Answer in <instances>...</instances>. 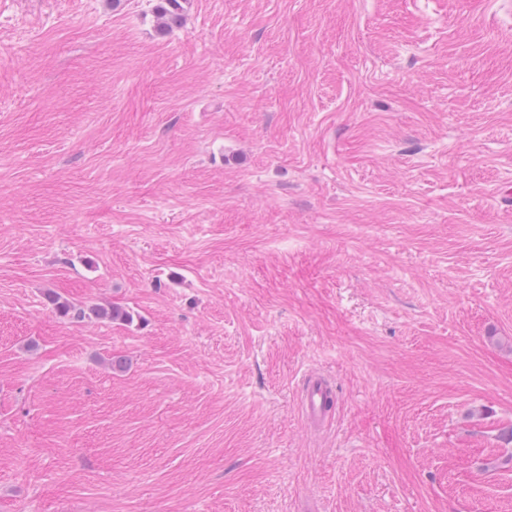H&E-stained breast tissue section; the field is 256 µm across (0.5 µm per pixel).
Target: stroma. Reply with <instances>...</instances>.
Instances as JSON below:
<instances>
[{"label": "stroma", "instance_id": "35a3bbf8", "mask_svg": "<svg viewBox=\"0 0 512 512\" xmlns=\"http://www.w3.org/2000/svg\"><path fill=\"white\" fill-rule=\"evenodd\" d=\"M155 4L0 0V512H512V0ZM155 12L161 19L164 31L178 27L183 22V7L181 0H157ZM48 301L52 305L53 310L62 317H76L86 318L95 317L98 319H108L110 321H128L130 320V314L125 309L118 306L102 307V306H91L87 309L75 308L67 301L56 294H51L48 297ZM330 402L328 384L321 377H312L304 390L302 404L311 422L319 421Z\"/></svg>", "mask_w": 512, "mask_h": 512}]
</instances>
